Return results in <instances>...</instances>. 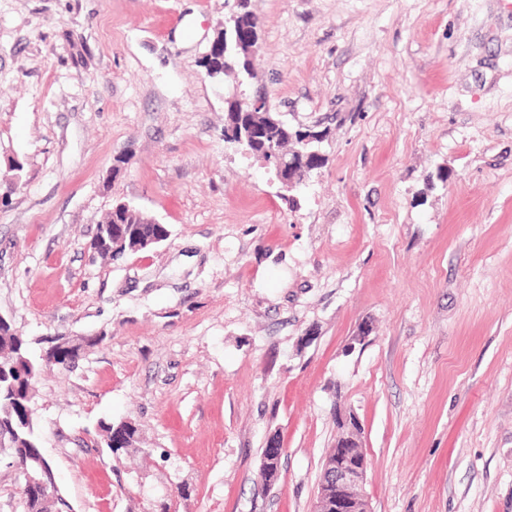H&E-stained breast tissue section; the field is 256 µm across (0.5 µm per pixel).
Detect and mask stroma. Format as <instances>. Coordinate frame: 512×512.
<instances>
[{"mask_svg":"<svg viewBox=\"0 0 512 512\" xmlns=\"http://www.w3.org/2000/svg\"><path fill=\"white\" fill-rule=\"evenodd\" d=\"M232 8L0 0V315L103 338L36 383L61 495L310 512L343 410L373 512H512V0H249L253 76L216 85ZM238 86L324 132L296 191L225 141ZM119 200L168 239L97 256ZM100 428L107 433L108 439L112 440V442L106 443L112 454L119 455L138 442V427L131 422L118 424H112V421L101 422Z\"/></svg>","mask_w":512,"mask_h":512,"instance_id":"1","label":"stroma"}]
</instances>
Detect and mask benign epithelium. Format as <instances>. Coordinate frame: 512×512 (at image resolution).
Returning <instances> with one entry per match:
<instances>
[{
  "label": "benign epithelium",
  "mask_w": 512,
  "mask_h": 512,
  "mask_svg": "<svg viewBox=\"0 0 512 512\" xmlns=\"http://www.w3.org/2000/svg\"><path fill=\"white\" fill-rule=\"evenodd\" d=\"M259 34L256 29H242L232 40L216 38L208 55L221 63L227 57L245 56L250 61L256 54ZM236 112H268V97L262 91L250 98L236 94L226 99ZM322 139L318 131L308 129L300 141V147L288 150V156L274 153L264 163L276 170L283 188L292 191L306 183L311 169L299 164L298 159L306 154L310 144ZM341 431L335 444V456L327 464L323 480L318 484L312 512H372L369 500L361 493L366 481L367 455L360 445L361 425L353 414L339 415Z\"/></svg>",
  "instance_id": "obj_1"
}]
</instances>
